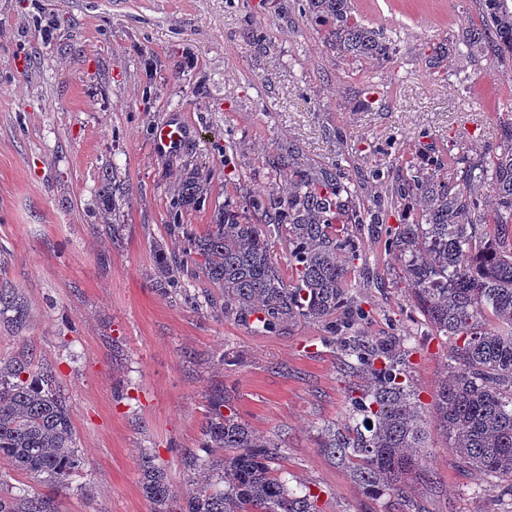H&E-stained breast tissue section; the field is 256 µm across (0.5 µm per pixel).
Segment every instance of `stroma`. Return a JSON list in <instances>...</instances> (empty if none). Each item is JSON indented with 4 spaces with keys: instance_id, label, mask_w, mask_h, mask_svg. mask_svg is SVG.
Masks as SVG:
<instances>
[{
    "instance_id": "1",
    "label": "stroma",
    "mask_w": 512,
    "mask_h": 512,
    "mask_svg": "<svg viewBox=\"0 0 512 512\" xmlns=\"http://www.w3.org/2000/svg\"><path fill=\"white\" fill-rule=\"evenodd\" d=\"M355 16L396 34L390 61L354 62L330 47L300 0H0V285L22 294V332L0 319V360L28 356L56 371L81 461L56 494L58 512H152L140 460L152 454L174 497L181 457L203 448L210 398L282 444L274 467L288 488L318 492L319 512H395L367 498L320 449L322 431H350V392L367 390L326 323L274 331L224 316L220 289L178 294L153 284L155 244L182 252L169 210L184 172L210 181L209 202L185 223L207 230L215 204L276 186L269 158L295 152L311 167L341 163L377 193L403 155L429 148L479 157L512 122V59L449 55L477 21L475 0H352ZM185 139L160 155L155 127ZM237 187L225 188V168ZM120 191L118 233L98 214L104 172ZM402 202L387 224H365L351 293L369 316L351 330L401 338L422 405L431 476L411 493L425 512H512V496L460 469L434 401L450 342L415 309L388 227L417 213Z\"/></svg>"
}]
</instances>
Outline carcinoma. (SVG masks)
<instances>
[{"instance_id": "cac0c4a2", "label": "carcinoma", "mask_w": 512, "mask_h": 512, "mask_svg": "<svg viewBox=\"0 0 512 512\" xmlns=\"http://www.w3.org/2000/svg\"><path fill=\"white\" fill-rule=\"evenodd\" d=\"M478 24L461 28L456 45L466 54L512 57V5L508 0H476ZM304 12L322 26L330 45L354 61L385 62L393 54L383 30L357 19L350 0H303ZM501 151L475 162L431 149L405 158L410 169L432 167L422 178L396 176L365 206L363 187L341 164L308 167L294 155L273 161L280 187L248 196L242 207L224 203L212 224L198 234L183 214L202 206L211 193L208 178L187 172L173 198L171 229L187 247L178 259L155 245V287L163 294L183 288L190 274L212 288L224 289V314L234 313L269 331L296 319L334 320L333 332L351 329L368 316L350 295L348 279L359 252L355 230L381 224L407 199L421 202L419 213L388 239L414 307L427 322L454 340L456 366L441 380L437 413L450 450L460 466L474 470L512 494V123L501 127ZM494 186L493 208L482 196L460 188L458 177ZM98 209L116 211L112 176L98 193ZM274 224L288 241V282L272 261L264 225ZM12 313L17 327L25 305L13 288L0 287V316ZM350 368L373 380L370 392L350 398L362 417L353 435L325 430L321 449L346 465L353 478L377 495L396 498L404 512H423L408 499L411 483L428 477L423 448V412L403 374L400 339L383 338L370 346L344 343ZM31 361L0 363V458L48 491L33 489L0 497V512H56L54 491L68 484L79 464L70 408L56 374L30 371ZM225 394L213 398L202 427V447L231 448L219 466L192 477L193 489L180 512H317L318 495H298L276 474L272 463L281 446L250 431ZM143 490L167 512L172 492L153 456L140 464Z\"/></svg>"}]
</instances>
